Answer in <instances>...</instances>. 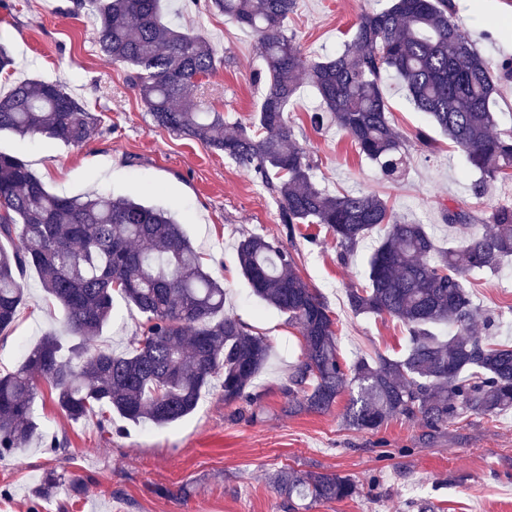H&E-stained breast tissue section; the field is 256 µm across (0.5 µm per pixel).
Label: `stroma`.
Listing matches in <instances>:
<instances>
[{
    "label": "stroma",
    "instance_id": "obj_1",
    "mask_svg": "<svg viewBox=\"0 0 512 512\" xmlns=\"http://www.w3.org/2000/svg\"><path fill=\"white\" fill-rule=\"evenodd\" d=\"M169 17L203 35L224 65L211 77L212 111L225 121L248 122L264 87L258 41L215 10L164 0ZM453 18L491 66L512 58V0H451ZM386 0H298L288 31L308 59L321 61L341 49L361 14ZM0 42L17 65L0 75V93L18 81L66 83L100 120L98 135L81 146L43 137L0 133V152L22 159L51 192L131 197L170 210L204 265L224 282V311L267 339L269 360L255 378L253 401L225 403L220 386L205 392L197 410L175 423L135 424L120 416L71 421L40 395L45 426L20 454L0 459V512H294L270 477L283 467L328 472L355 483L354 497L313 505L309 512H512V411L495 417L466 413L438 431L402 418L374 432L347 427L348 395L328 412L288 414V376L303 354V340L286 314L258 301L239 271L236 244L243 236L277 239L291 251L303 279L321 293L335 321L342 360L392 355L407 332L387 315H357L346 290L363 282L367 259L384 235L375 230L347 263L336 241L318 226L288 233L275 197L251 173L198 140L159 127L127 82L124 66L99 51L96 26L75 0H0ZM288 105L295 139L318 167L316 183L329 192L363 190L389 201L399 219L425 224L438 241L456 235L443 207L482 214L498 204L512 180L488 185L482 196L469 187L477 174L424 113L416 111L393 78L382 92L393 128L405 141L408 165L396 181L359 155L343 131L315 132L309 123L320 99L306 75ZM429 145H421L418 132ZM27 298L12 328L0 335V372L16 368L26 350L48 330H62L64 316L45 297L35 272L25 276ZM474 303L494 317L497 341L512 344V265L475 273L467 282ZM142 315L115 301L112 318L91 347L121 352L139 332ZM57 449H50V442ZM83 479L80 492L42 498L34 488L49 469Z\"/></svg>",
    "mask_w": 512,
    "mask_h": 512
}]
</instances>
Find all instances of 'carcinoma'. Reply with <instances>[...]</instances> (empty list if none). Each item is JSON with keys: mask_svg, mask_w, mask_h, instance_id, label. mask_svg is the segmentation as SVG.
Returning <instances> with one entry per match:
<instances>
[{"mask_svg": "<svg viewBox=\"0 0 512 512\" xmlns=\"http://www.w3.org/2000/svg\"><path fill=\"white\" fill-rule=\"evenodd\" d=\"M297 0H204L257 36L264 85L248 124H229L206 105L208 78L224 66L208 40L165 20L162 0H76L100 19V52L129 69V82L158 125L189 135L254 174L278 200L280 223L319 224L342 263L376 228L384 237L367 260V283L347 290L357 314L392 316L405 326L397 358L379 354L352 364L338 352L325 298L300 276L293 254L252 234L239 240L241 274L253 294L288 315L304 340L289 376L286 411L325 413L346 389L348 426L373 432L387 419L418 421L431 431L466 412L512 410V345L475 330L478 315L467 275L497 272L512 260V204L492 208L488 229L440 244L423 224L396 219L376 194H331L317 186L313 158L297 145L288 104L304 73L320 97L310 116L320 130L336 126L382 175L399 179L407 154L387 116L382 79L391 72L410 103L425 113L479 173L472 194L512 177V127H500L492 104L498 85L474 41L448 15L450 0H388L363 14L344 48L323 61L304 57L288 35ZM192 91L200 92L193 106ZM82 145L98 132L87 105L58 81L20 82L0 96V132ZM448 226L476 217L442 211ZM33 269L66 334H43L17 368L0 374V457L38 434L35 402L48 386L72 421L107 410L134 423L167 425L196 411L221 378L224 402L251 399L270 346L224 313V283L205 267L167 211L129 197L63 196L46 188L20 158L0 153V333L15 322ZM143 314L141 334L121 353L88 350L86 340L112 318L114 297ZM288 501L311 506L357 493L334 473L284 467L273 477ZM78 487L64 473L44 474L35 494Z\"/></svg>", "mask_w": 512, "mask_h": 512, "instance_id": "obj_1", "label": "carcinoma"}]
</instances>
